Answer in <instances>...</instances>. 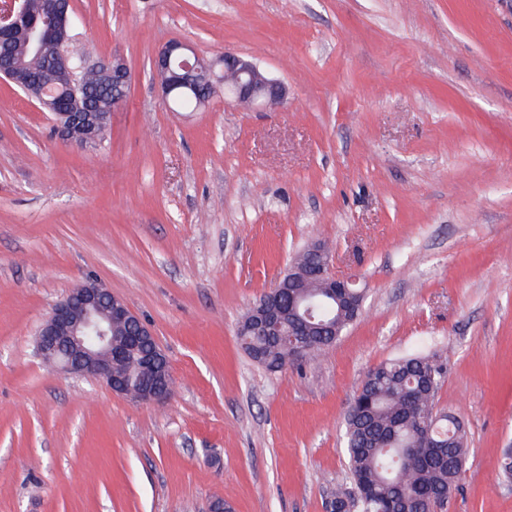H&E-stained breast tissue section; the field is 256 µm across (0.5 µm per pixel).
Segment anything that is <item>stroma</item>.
I'll list each match as a JSON object with an SVG mask.
<instances>
[{
  "instance_id": "stroma-1",
  "label": "stroma",
  "mask_w": 512,
  "mask_h": 512,
  "mask_svg": "<svg viewBox=\"0 0 512 512\" xmlns=\"http://www.w3.org/2000/svg\"><path fill=\"white\" fill-rule=\"evenodd\" d=\"M75 49L123 59L97 146L0 81V512H326L351 489L344 414L366 372L443 351L439 408L470 455L448 512H512V0H72ZM172 40L248 55L275 108L173 112ZM365 291L333 346L277 373L237 326L314 242ZM96 278L174 377L138 405L35 350Z\"/></svg>"
}]
</instances>
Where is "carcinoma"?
<instances>
[{
    "label": "carcinoma",
    "instance_id": "1",
    "mask_svg": "<svg viewBox=\"0 0 512 512\" xmlns=\"http://www.w3.org/2000/svg\"><path fill=\"white\" fill-rule=\"evenodd\" d=\"M22 59V70L39 73L46 90L66 95L60 89L50 63L37 57L24 33L0 42V62ZM84 86L95 93L102 112L116 107L112 90L99 85L93 68L79 72ZM209 92L201 88L178 93L171 101L174 112L201 108ZM319 304L316 320L336 324L334 336H308V355L316 356L358 318V300L325 295L314 280L284 288L281 299L296 305L305 297ZM240 346L254 361L277 372L294 362L288 344L274 336H240ZM448 374V358L433 354H410L388 359L371 368L362 380L353 405L345 414L346 453L354 491L336 494L360 512H445L452 493L465 471L469 449L465 430L456 417L437 409V395ZM428 433L437 451L419 462L407 460V449Z\"/></svg>",
    "mask_w": 512,
    "mask_h": 512
}]
</instances>
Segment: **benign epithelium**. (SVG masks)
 I'll return each instance as SVG.
<instances>
[{"mask_svg": "<svg viewBox=\"0 0 512 512\" xmlns=\"http://www.w3.org/2000/svg\"><path fill=\"white\" fill-rule=\"evenodd\" d=\"M45 15L42 24H32L29 42L38 55L47 56L55 66L59 78L66 82L71 76L70 59L58 52L56 44L72 29L70 0H42ZM28 20L27 0H0V34L13 31ZM104 84L124 97L131 85L129 67L120 58L97 62ZM153 71L169 75L159 81L161 96L169 101L171 92L183 86H193L207 77V87L218 90L238 103L250 105L282 103L287 96L286 86L270 77L253 60L234 52H226L219 60L198 54L183 41L173 40L163 46L153 59ZM64 122H54V130L66 145L82 148L97 140L104 128L105 115L95 110L90 97L85 107L66 112ZM309 250L313 262L306 277L318 280L327 288H354L356 281L338 278L330 268L331 256L320 244ZM252 324L268 336H280L282 313L262 310L256 313ZM124 330L122 342L112 337L113 329ZM152 343V349L142 351L141 367L147 373L142 383L133 386L114 372L124 362L128 351L137 350L142 343ZM39 355L54 364L60 372L93 377L104 383L113 393L141 404H159L168 400L172 390L170 362L159 347L153 331L135 314L126 302L114 295L100 282L88 279L72 288L58 301L40 324L36 333Z\"/></svg>", "mask_w": 512, "mask_h": 512, "instance_id": "1", "label": "benign epithelium"}]
</instances>
